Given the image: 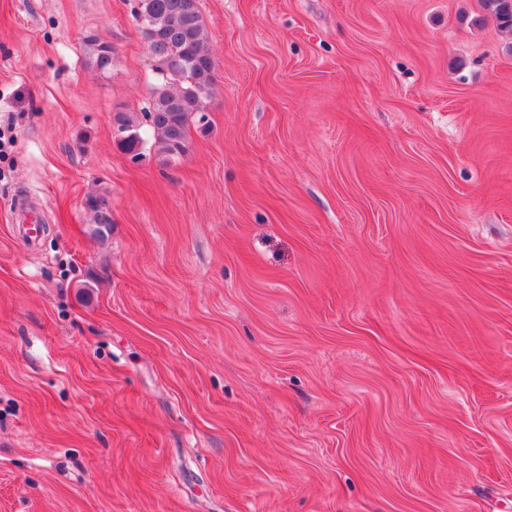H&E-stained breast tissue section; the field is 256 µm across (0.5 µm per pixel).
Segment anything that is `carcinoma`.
I'll use <instances>...</instances> for the list:
<instances>
[{
    "label": "carcinoma",
    "mask_w": 512,
    "mask_h": 512,
    "mask_svg": "<svg viewBox=\"0 0 512 512\" xmlns=\"http://www.w3.org/2000/svg\"><path fill=\"white\" fill-rule=\"evenodd\" d=\"M482 10L497 28L512 38V0H479ZM136 17H145L142 28L152 57L167 61L157 70L148 109L142 119L125 112L114 116L125 153L136 159L144 156L142 129L151 132L154 153L174 158L186 150L190 120L205 119V101L213 86L214 65L206 46L198 0H138ZM89 64L99 71L112 68V45L94 35L85 39ZM93 213L90 234L104 240L112 230L110 199L98 194L86 199Z\"/></svg>",
    "instance_id": "1"
}]
</instances>
